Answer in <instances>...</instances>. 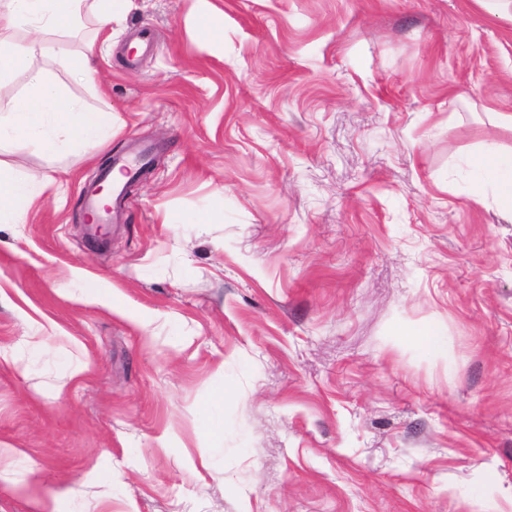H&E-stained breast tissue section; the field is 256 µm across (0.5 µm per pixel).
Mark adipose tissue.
Wrapping results in <instances>:
<instances>
[{
	"label": "adipose tissue",
	"instance_id": "ef3b65f1",
	"mask_svg": "<svg viewBox=\"0 0 512 512\" xmlns=\"http://www.w3.org/2000/svg\"><path fill=\"white\" fill-rule=\"evenodd\" d=\"M129 0H0V33L21 32L20 40H0V82L21 73L22 95L0 113V146H22L63 155L112 137L111 113L90 109L72 96L54 74L37 66L45 53L44 35L82 26L93 17L100 30L111 27ZM472 165L479 183L491 187L503 212L512 216V154L487 148ZM40 193V180L0 165V223L21 224Z\"/></svg>",
	"mask_w": 512,
	"mask_h": 512
}]
</instances>
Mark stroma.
I'll return each instance as SVG.
<instances>
[{"instance_id": "stroma-1", "label": "stroma", "mask_w": 512, "mask_h": 512, "mask_svg": "<svg viewBox=\"0 0 512 512\" xmlns=\"http://www.w3.org/2000/svg\"><path fill=\"white\" fill-rule=\"evenodd\" d=\"M95 29L49 34L41 64L111 140L0 150L45 184L0 223V512H34L16 481L58 512H512V217L469 164L512 152V21L476 0H131ZM90 40L91 85L59 63ZM144 145L89 238L83 187Z\"/></svg>"}]
</instances>
